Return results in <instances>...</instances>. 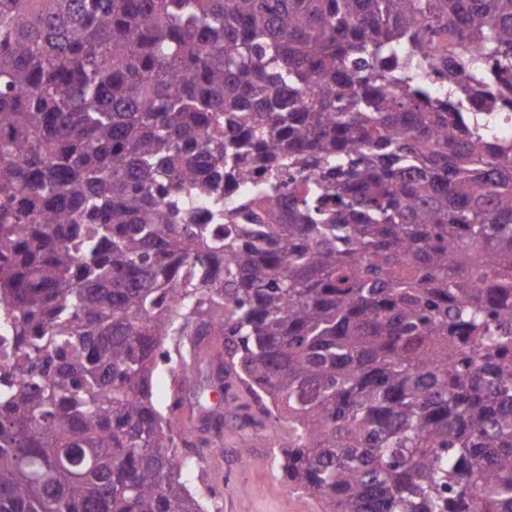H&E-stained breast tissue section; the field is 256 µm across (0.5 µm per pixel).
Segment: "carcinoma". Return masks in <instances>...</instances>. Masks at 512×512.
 Wrapping results in <instances>:
<instances>
[{"label":"carcinoma","instance_id":"carcinoma-1","mask_svg":"<svg viewBox=\"0 0 512 512\" xmlns=\"http://www.w3.org/2000/svg\"><path fill=\"white\" fill-rule=\"evenodd\" d=\"M510 115L512 0H0V512H208L200 336L317 512H512ZM211 403H212V409L213 412H207L204 411L197 403L196 404H184L182 401V405L180 408V418L182 421V424L189 429L190 431H193L195 425H198V422H202L200 415L202 414H208L210 416L221 413L223 411L224 406L223 403L220 402V399L218 395L216 394V390L211 391ZM220 403V405L218 404Z\"/></svg>","mask_w":512,"mask_h":512}]
</instances>
